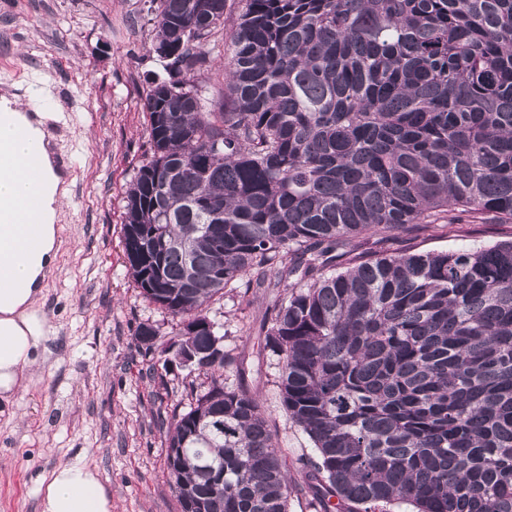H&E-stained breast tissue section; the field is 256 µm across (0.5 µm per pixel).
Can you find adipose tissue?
Returning <instances> with one entry per match:
<instances>
[{
	"instance_id": "ef3b65f1",
	"label": "adipose tissue",
	"mask_w": 512,
	"mask_h": 512,
	"mask_svg": "<svg viewBox=\"0 0 512 512\" xmlns=\"http://www.w3.org/2000/svg\"><path fill=\"white\" fill-rule=\"evenodd\" d=\"M0 137L20 125L26 136L15 144L20 158L43 149L49 113L22 114L16 99L0 96ZM44 177L32 179L24 167L0 174V202L27 211L37 202L38 245L17 253L8 267H0V402L9 403L21 388L20 375L33 370L40 349L52 333L45 314L39 309L44 281L55 265L61 246L59 221L69 196L65 174L56 171L50 157L42 159ZM39 512H112V494L100 481L90 463L75 460L58 465L37 489Z\"/></svg>"
}]
</instances>
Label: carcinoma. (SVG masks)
I'll return each mask as SVG.
<instances>
[{"instance_id":"obj_1","label":"carcinoma","mask_w":512,"mask_h":512,"mask_svg":"<svg viewBox=\"0 0 512 512\" xmlns=\"http://www.w3.org/2000/svg\"><path fill=\"white\" fill-rule=\"evenodd\" d=\"M152 154L123 246L146 300L207 325L173 405L165 466L181 512H512V240L359 253L367 231L456 209L512 223V0H152ZM224 62L213 97L197 78ZM284 288L263 350L313 444L288 478L261 399L224 385L209 304L253 270ZM159 330L135 340L156 356ZM224 469L214 489L199 468ZM337 502H332V499Z\"/></svg>"}]
</instances>
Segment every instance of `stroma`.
Listing matches in <instances>:
<instances>
[{"instance_id": "stroma-1", "label": "stroma", "mask_w": 512, "mask_h": 512, "mask_svg": "<svg viewBox=\"0 0 512 512\" xmlns=\"http://www.w3.org/2000/svg\"><path fill=\"white\" fill-rule=\"evenodd\" d=\"M148 0H0V88L34 86L36 109L60 113V147L72 161L58 275L45 286L54 333L51 357L34 383L0 414V512H38L41 479L61 463L95 466L112 493V512H180L164 465L160 411L170 410L183 372L165 382L145 374L134 334L140 323L166 343L175 321L149 303L126 267L122 234L126 192L151 155L143 102L160 64ZM67 98H59V88ZM512 239V223L457 213L434 217L418 235L370 233L363 252L443 251ZM274 294L225 290L208 313L224 325L233 365L224 383L267 402L281 455L299 476L309 438L278 398L282 363L262 350Z\"/></svg>"}]
</instances>
